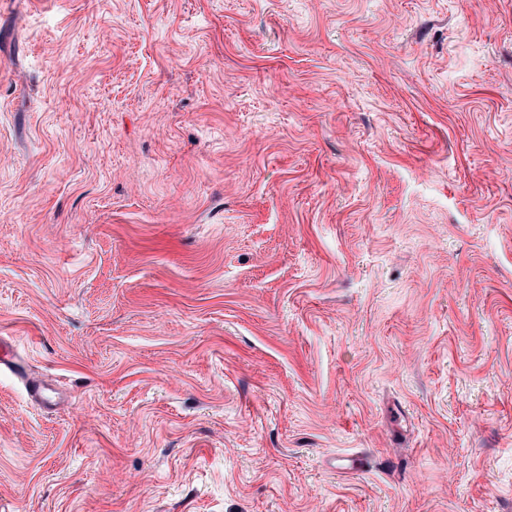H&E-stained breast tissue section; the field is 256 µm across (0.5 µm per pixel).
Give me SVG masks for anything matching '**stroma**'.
I'll return each mask as SVG.
<instances>
[{
	"mask_svg": "<svg viewBox=\"0 0 512 512\" xmlns=\"http://www.w3.org/2000/svg\"><path fill=\"white\" fill-rule=\"evenodd\" d=\"M0 336V512H512V0H0Z\"/></svg>",
	"mask_w": 512,
	"mask_h": 512,
	"instance_id": "35a3bbf8",
	"label": "stroma"
}]
</instances>
